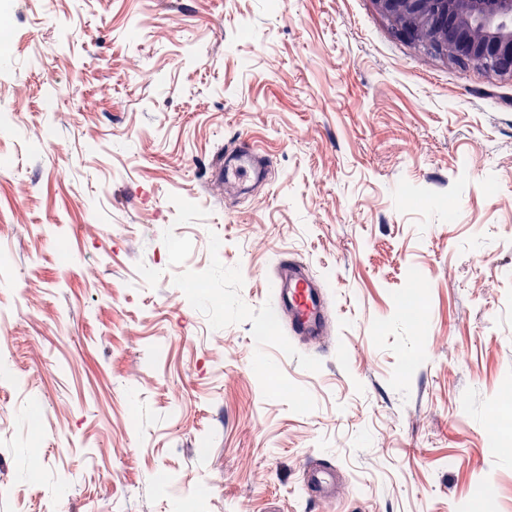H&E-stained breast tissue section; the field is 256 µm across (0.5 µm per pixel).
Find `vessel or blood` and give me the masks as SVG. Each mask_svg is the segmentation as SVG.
Listing matches in <instances>:
<instances>
[{"label":"vessel or blood","instance_id":"1","mask_svg":"<svg viewBox=\"0 0 512 512\" xmlns=\"http://www.w3.org/2000/svg\"><path fill=\"white\" fill-rule=\"evenodd\" d=\"M263 156L258 147L242 143L238 150L225 154L214 167L216 177L225 188H232L247 178L260 176ZM274 295L279 306L288 312V328L294 336H320L327 332L325 294L305 272L302 263L294 258H282ZM330 467L311 471L307 487L313 498L328 500L335 490L331 483Z\"/></svg>","mask_w":512,"mask_h":512}]
</instances>
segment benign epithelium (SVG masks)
<instances>
[{"label":"benign epithelium","mask_w":512,"mask_h":512,"mask_svg":"<svg viewBox=\"0 0 512 512\" xmlns=\"http://www.w3.org/2000/svg\"><path fill=\"white\" fill-rule=\"evenodd\" d=\"M400 37L512 75V0H376Z\"/></svg>","instance_id":"7a95c632"}]
</instances>
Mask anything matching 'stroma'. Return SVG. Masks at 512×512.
I'll return each instance as SVG.
<instances>
[{
    "instance_id": "35a3bbf8",
    "label": "stroma",
    "mask_w": 512,
    "mask_h": 512,
    "mask_svg": "<svg viewBox=\"0 0 512 512\" xmlns=\"http://www.w3.org/2000/svg\"><path fill=\"white\" fill-rule=\"evenodd\" d=\"M7 28L0 512H512V438H487L512 76L374 0H12ZM245 141L267 181L221 191ZM283 252L328 293L329 350L286 332ZM325 459L331 504L303 477Z\"/></svg>"
}]
</instances>
